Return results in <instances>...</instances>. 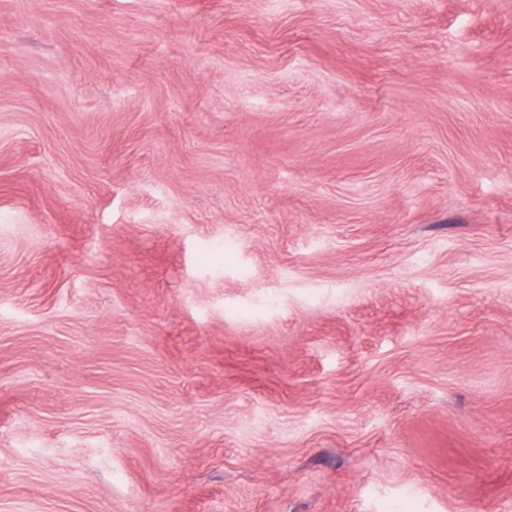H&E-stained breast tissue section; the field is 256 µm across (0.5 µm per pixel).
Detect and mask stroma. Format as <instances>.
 <instances>
[{"mask_svg": "<svg viewBox=\"0 0 512 512\" xmlns=\"http://www.w3.org/2000/svg\"><path fill=\"white\" fill-rule=\"evenodd\" d=\"M0 512H512V0H0Z\"/></svg>", "mask_w": 512, "mask_h": 512, "instance_id": "1", "label": "stroma"}]
</instances>
